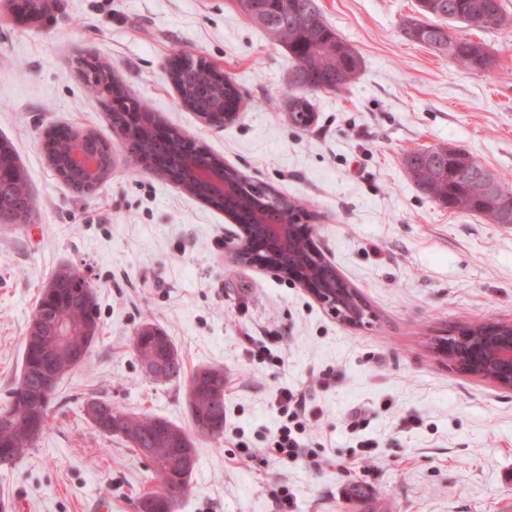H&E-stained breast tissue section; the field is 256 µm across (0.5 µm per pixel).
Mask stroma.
<instances>
[{
	"instance_id": "35a3bbf8",
	"label": "stroma",
	"mask_w": 512,
	"mask_h": 512,
	"mask_svg": "<svg viewBox=\"0 0 512 512\" xmlns=\"http://www.w3.org/2000/svg\"><path fill=\"white\" fill-rule=\"evenodd\" d=\"M40 19L0 0V137L26 168L34 213L0 229V410L21 374L23 338L42 288L62 267L95 293L99 338L64 376L49 429L15 468L0 469V512H136L152 463L80 416L99 396L193 432L185 380L144 378L132 338L153 323L186 375L223 368L224 434L197 438L190 491L177 512H276L275 484L296 512H512V391L458 374L429 342L461 325L512 323V224L454 214L408 179L410 150L466 148L512 188V22L481 33L486 72L459 67L404 38L416 0H319L326 21L362 58L342 91L310 97L315 121L295 127L284 50L232 0H43ZM184 50L216 64L249 105L224 127L182 107L168 79ZM96 57L156 120L205 143L253 182L304 202L326 257L369 307L342 322L300 286L237 264L224 212L161 174L133 173L106 107L87 92ZM68 125L112 147V170L80 193L53 171L40 139ZM268 353L259 361L258 352ZM328 377L327 387L316 384ZM312 388L320 421L307 459L240 461L238 441L266 447L282 388ZM369 426L348 428L352 412ZM243 438H236V431ZM343 472L336 461L359 458ZM353 483L371 497L347 499Z\"/></svg>"
}]
</instances>
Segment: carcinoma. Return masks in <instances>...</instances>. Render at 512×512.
Instances as JSON below:
<instances>
[{
	"instance_id": "obj_1",
	"label": "carcinoma",
	"mask_w": 512,
	"mask_h": 512,
	"mask_svg": "<svg viewBox=\"0 0 512 512\" xmlns=\"http://www.w3.org/2000/svg\"><path fill=\"white\" fill-rule=\"evenodd\" d=\"M237 10L253 25L267 33L271 41L282 47L292 60L286 97L293 122L306 128L312 114V104L307 98L317 91L341 90L350 85L359 74L362 62L357 52L347 44L324 19L318 0H234ZM418 16L410 18L402 29L403 36L440 56L441 42L450 47L447 56L465 69L486 71L495 64L493 55L483 41L460 37L450 26L458 23L461 28L486 32L502 27L506 22L501 0H417ZM171 82L181 95L184 105L201 115L221 107L226 112H236L242 96L235 82L203 57H194L176 51L168 69ZM90 94H108L113 105L112 124L119 119H132L136 128L125 135V151L133 170L149 168L157 163L166 168L170 180L185 186L189 194L218 208L231 212L240 224H252L257 214L263 213L274 220L281 217L276 210L265 209V195L260 193L233 194L224 200L211 198L205 185L193 182L184 169L182 159L191 154L196 161L212 170L224 162L205 146L184 137L159 135L153 129V119L145 113L146 105L128 96L121 84L112 79L109 69L98 64L88 74ZM81 133L69 126L51 129L46 155L56 168L66 169L67 160L76 147ZM411 182L427 197L450 211L461 214H478L490 224H512V190L498 183H487L489 170L466 149L454 146L446 155L437 148L428 147L409 152L403 160ZM0 208L3 212L19 214L27 220L33 211L27 171L20 163L11 144L0 139ZM53 280L63 287L64 294L48 302L41 293L37 311L45 306L52 308L55 320L69 327L75 336V347L89 351L96 337H85L88 325L99 327L96 304L85 303L82 285L92 289L78 271L63 267ZM52 347L45 337L30 345H23V385L31 394L42 393L48 386L52 359L40 357L39 352ZM133 352L142 373L157 368L162 374L154 380L175 382L183 376V363L171 338L152 324L141 327L132 339ZM225 381L224 370L219 367H202L191 376L188 385V405L193 425L210 422L211 430L201 436L215 442L224 434V402L211 400L207 389L209 379ZM19 388H14L8 406L0 411L7 413L12 427L0 428V442L13 435H24L34 418L29 405L18 400ZM103 436H118L131 448H149L153 480L156 486L139 497V512L152 502V512H175L178 502L188 492L191 474L183 473L171 464L179 445L195 448L194 441L180 427L150 414H130L112 408L110 417L97 429Z\"/></svg>"
}]
</instances>
